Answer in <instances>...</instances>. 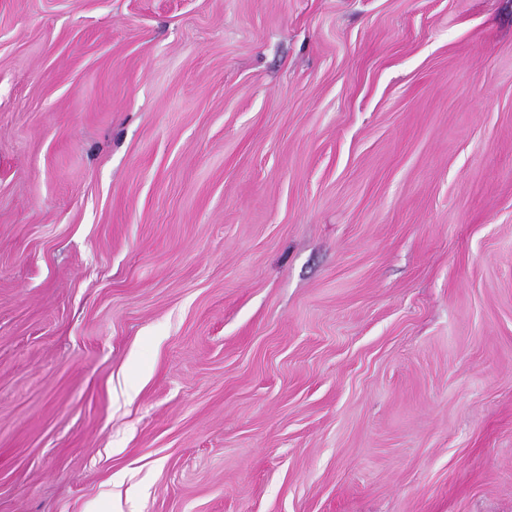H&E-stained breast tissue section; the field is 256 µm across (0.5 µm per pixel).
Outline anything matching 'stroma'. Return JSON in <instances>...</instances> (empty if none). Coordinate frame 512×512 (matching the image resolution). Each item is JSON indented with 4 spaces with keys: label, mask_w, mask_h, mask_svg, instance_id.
Segmentation results:
<instances>
[{
    "label": "stroma",
    "mask_w": 512,
    "mask_h": 512,
    "mask_svg": "<svg viewBox=\"0 0 512 512\" xmlns=\"http://www.w3.org/2000/svg\"><path fill=\"white\" fill-rule=\"evenodd\" d=\"M0 512H512V0H0Z\"/></svg>",
    "instance_id": "1"
}]
</instances>
